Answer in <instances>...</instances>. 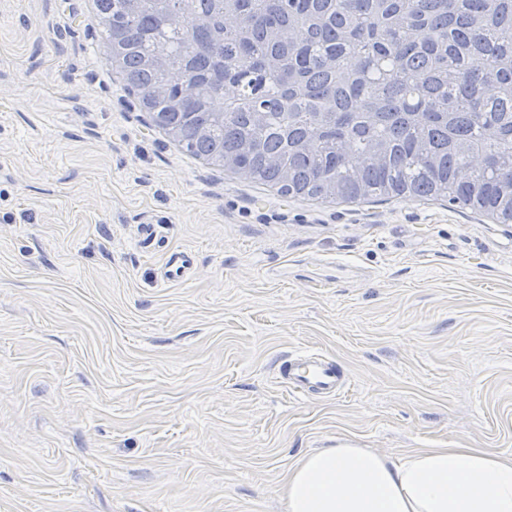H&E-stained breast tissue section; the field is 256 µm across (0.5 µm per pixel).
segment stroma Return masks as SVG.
I'll use <instances>...</instances> for the list:
<instances>
[{"label":"stroma","instance_id":"1","mask_svg":"<svg viewBox=\"0 0 512 512\" xmlns=\"http://www.w3.org/2000/svg\"><path fill=\"white\" fill-rule=\"evenodd\" d=\"M101 30L93 0H0V512H287L339 438L512 457V224L192 157ZM176 250L193 272L163 281ZM306 350L349 390L290 396Z\"/></svg>","mask_w":512,"mask_h":512}]
</instances>
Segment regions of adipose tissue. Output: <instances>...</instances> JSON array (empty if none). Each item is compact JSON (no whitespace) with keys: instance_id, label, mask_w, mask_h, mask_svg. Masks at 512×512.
<instances>
[{"instance_id":"1","label":"adipose tissue","mask_w":512,"mask_h":512,"mask_svg":"<svg viewBox=\"0 0 512 512\" xmlns=\"http://www.w3.org/2000/svg\"><path fill=\"white\" fill-rule=\"evenodd\" d=\"M288 512H512V459L483 448H419L402 463L325 448L289 470Z\"/></svg>"}]
</instances>
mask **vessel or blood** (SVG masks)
<instances>
[{
    "label": "vessel or blood",
    "instance_id": "1",
    "mask_svg": "<svg viewBox=\"0 0 512 512\" xmlns=\"http://www.w3.org/2000/svg\"><path fill=\"white\" fill-rule=\"evenodd\" d=\"M277 376L289 394L297 398L335 397L350 385L347 374L336 360L313 351L281 359Z\"/></svg>",
    "mask_w": 512,
    "mask_h": 512
}]
</instances>
